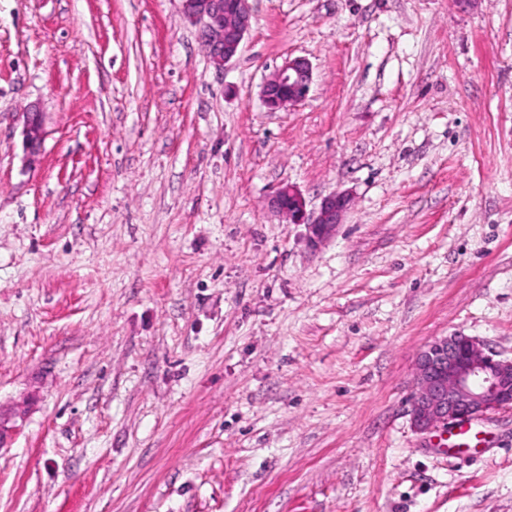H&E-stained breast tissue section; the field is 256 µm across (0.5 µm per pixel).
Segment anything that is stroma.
I'll return each mask as SVG.
<instances>
[{"label": "stroma", "instance_id": "stroma-1", "mask_svg": "<svg viewBox=\"0 0 512 512\" xmlns=\"http://www.w3.org/2000/svg\"><path fill=\"white\" fill-rule=\"evenodd\" d=\"M250 4L220 70L180 0H0V512H512V406L410 416L434 339L512 358V0ZM313 83V67L304 57L285 58L261 87V100L269 112L304 102ZM24 120V146L30 153L39 152L43 139V126L41 113L36 109H30L28 112L23 113ZM351 204L349 194L334 193L325 197L318 209L308 211L302 193L290 184L281 185L268 200L269 209L289 224L305 225L306 239L311 246H317L329 238Z\"/></svg>", "mask_w": 512, "mask_h": 512}]
</instances>
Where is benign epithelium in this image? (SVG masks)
Wrapping results in <instances>:
<instances>
[{
  "mask_svg": "<svg viewBox=\"0 0 512 512\" xmlns=\"http://www.w3.org/2000/svg\"><path fill=\"white\" fill-rule=\"evenodd\" d=\"M187 20L198 27L200 46L216 67L236 59L252 27L250 0H181ZM313 83V67L304 57L284 59L261 87V100L269 112L304 102ZM24 146L39 152L43 139L41 113H24ZM352 198L347 193L325 197L318 209L307 210L297 187L283 184L273 192L268 207L290 224H303L307 242H324ZM416 391L410 415L420 432L450 424L468 423L485 412L512 405V360L496 359L479 340L456 332L435 339L422 350L415 364Z\"/></svg>",
  "mask_w": 512,
  "mask_h": 512,
  "instance_id": "benign-epithelium-1",
  "label": "benign epithelium"
}]
</instances>
